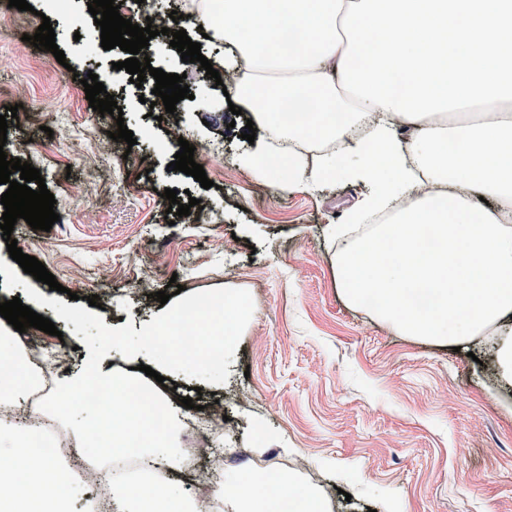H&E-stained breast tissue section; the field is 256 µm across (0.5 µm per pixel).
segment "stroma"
Here are the masks:
<instances>
[{
	"mask_svg": "<svg viewBox=\"0 0 512 512\" xmlns=\"http://www.w3.org/2000/svg\"><path fill=\"white\" fill-rule=\"evenodd\" d=\"M28 2L21 11L0 0V115L21 105L22 118L8 117L7 140L25 143L21 161L40 170L55 212L71 220L46 232L21 219L12 233L62 284L59 292L24 273L0 238V302L20 298L57 327L54 336L32 327L14 335L36 346L55 385L82 364L102 324L133 335L160 312L136 291L137 278L153 277L158 291L176 280L184 299L232 288L248 307L234 360L222 384L200 385L202 406L223 400L233 426L229 435L207 430L230 457L226 470L298 474L323 489L327 512H512V386L499 382L488 348L469 354L402 335L349 304L336 284L342 244L328 228L345 223L368 184L340 177L277 192L238 164L251 114L232 115L221 90L230 76L214 80L200 63L182 62L169 35L152 38V67L185 75L191 92L167 113L153 102L154 78L138 86L115 70L128 54L103 50L89 0L48 12L62 64L29 42L45 0ZM91 72L122 118L90 107L80 79ZM48 100L56 109L45 108ZM121 122L135 144L103 150ZM175 125L205 172L222 153L215 187L169 170L179 150L168 135ZM168 188L180 203L202 200L208 218L169 224ZM86 204L89 223L80 215ZM93 294L99 306L89 305ZM244 387L253 397L237 402ZM170 439L181 462L157 484L195 496L204 464L190 460L185 429Z\"/></svg>",
	"mask_w": 512,
	"mask_h": 512,
	"instance_id": "stroma-1",
	"label": "stroma"
}]
</instances>
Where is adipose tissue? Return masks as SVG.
Returning a JSON list of instances; mask_svg holds the SVG:
<instances>
[{
    "label": "adipose tissue",
    "mask_w": 512,
    "mask_h": 512,
    "mask_svg": "<svg viewBox=\"0 0 512 512\" xmlns=\"http://www.w3.org/2000/svg\"><path fill=\"white\" fill-rule=\"evenodd\" d=\"M189 13L225 43L223 68L238 76L236 97L286 158L272 167L270 142L261 139L242 166L272 176L282 193L336 176L369 184L348 216L364 233L330 229L345 241L339 288L354 302L376 295L379 315L406 334L466 349L492 341L495 367L512 383V0H224L219 18L208 0H189ZM243 15L253 29L246 41L235 25ZM291 28L302 40L286 48L280 35ZM311 95L317 111L281 112L284 100ZM402 124L414 129L409 140L398 134ZM316 136L332 150L310 167L302 154ZM452 140L464 143L462 154L449 155ZM190 306L172 305L121 351L102 348L68 387L84 469L109 470L110 458L126 455L133 442L148 455L137 479L111 478L115 512H207L175 487L155 486L158 468L179 463L168 436L145 435L137 411L122 415V431L107 432L104 416L78 399L91 381L115 396L142 385L143 377L110 362L145 359L161 344L167 351L154 362L158 372L223 379L245 310L238 297L225 296L223 323L186 355L173 342V324ZM25 398L23 389L0 386V453L22 461L0 475V512H71L75 472L52 457L23 462L28 431L13 412ZM46 483L59 491L39 498ZM214 499L225 512H322L319 491L284 473L270 495L262 480L227 476Z\"/></svg>",
    "instance_id": "ef3b65f1"
}]
</instances>
